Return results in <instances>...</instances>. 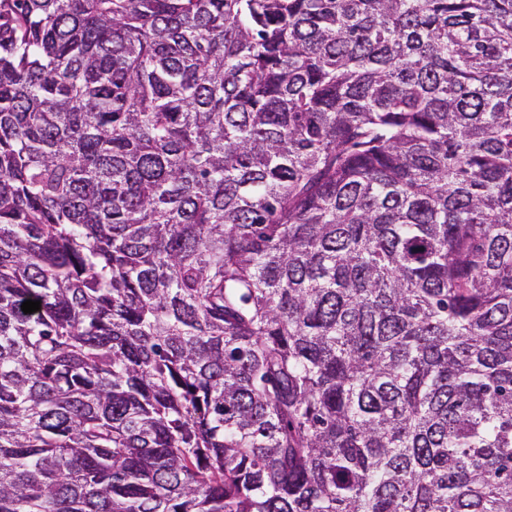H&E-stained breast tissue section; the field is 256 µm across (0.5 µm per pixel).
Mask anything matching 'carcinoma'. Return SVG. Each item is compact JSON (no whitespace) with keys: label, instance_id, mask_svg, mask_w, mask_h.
<instances>
[{"label":"carcinoma","instance_id":"cac0c4a2","mask_svg":"<svg viewBox=\"0 0 512 512\" xmlns=\"http://www.w3.org/2000/svg\"><path fill=\"white\" fill-rule=\"evenodd\" d=\"M0 512H512V0H0Z\"/></svg>","mask_w":512,"mask_h":512}]
</instances>
